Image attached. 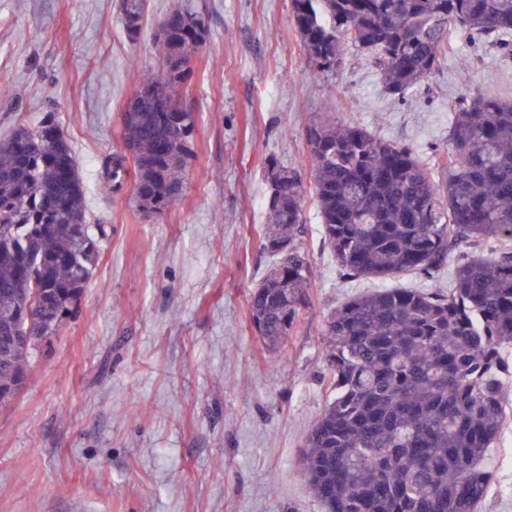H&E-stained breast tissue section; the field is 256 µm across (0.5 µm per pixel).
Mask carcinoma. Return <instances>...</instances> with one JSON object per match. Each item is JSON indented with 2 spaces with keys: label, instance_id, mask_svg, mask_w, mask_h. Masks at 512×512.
<instances>
[{
  "label": "carcinoma",
  "instance_id": "carcinoma-1",
  "mask_svg": "<svg viewBox=\"0 0 512 512\" xmlns=\"http://www.w3.org/2000/svg\"><path fill=\"white\" fill-rule=\"evenodd\" d=\"M292 24L315 76L338 73L355 53L386 91L404 97L439 71L451 40L495 44L512 57V0H293ZM145 0H122L131 39ZM204 15L186 5L159 23L160 74H143L136 106L121 115L120 146L100 188L132 183L145 213L162 215L183 192L196 113L187 103ZM468 93L448 103V147L432 161L408 144L331 118L307 127L309 181L268 164L264 248L275 258L249 313L277 349L311 286L297 241L306 193L342 274L379 280L431 274L462 243L448 292L379 288L332 311L324 349L336 391L302 456L324 512H475L492 474L482 460L499 439L504 379L512 378V99ZM66 136L52 116L0 139V344L53 336L76 312L98 264L105 226L91 224ZM35 348L0 361V405L27 378Z\"/></svg>",
  "mask_w": 512,
  "mask_h": 512
}]
</instances>
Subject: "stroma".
I'll list each match as a JSON object with an SVG mask.
<instances>
[{
  "label": "stroma",
  "instance_id": "obj_1",
  "mask_svg": "<svg viewBox=\"0 0 512 512\" xmlns=\"http://www.w3.org/2000/svg\"><path fill=\"white\" fill-rule=\"evenodd\" d=\"M177 0H148L138 40L120 0H0V137L53 115L83 179L90 223L108 236L79 307L42 343L21 393L0 407V512H323L302 472L305 439L332 397L329 314L378 287L447 291L433 276H343L313 198L299 241L310 298L284 344L267 350L250 292L273 263L263 248L269 158L308 172L306 129L335 117L424 153L448 143V102L469 71L485 96L512 98V60L453 41L440 70L397 99L350 55L314 83L292 0H194L208 36L189 102L199 114L181 199L149 217L98 186L152 40ZM484 465L477 512H512V385Z\"/></svg>",
  "mask_w": 512,
  "mask_h": 512
}]
</instances>
